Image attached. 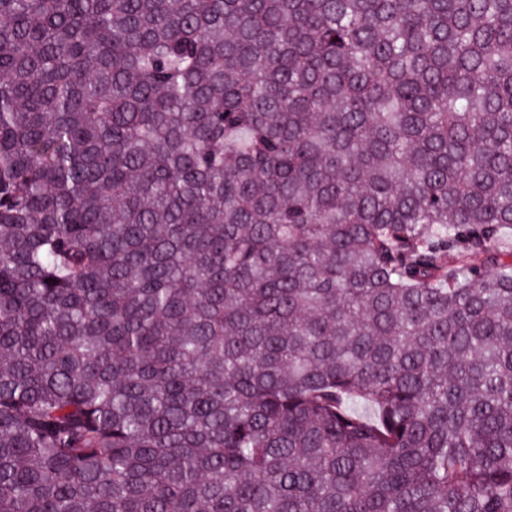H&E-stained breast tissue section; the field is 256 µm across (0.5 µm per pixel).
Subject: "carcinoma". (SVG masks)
Wrapping results in <instances>:
<instances>
[{"instance_id": "1", "label": "carcinoma", "mask_w": 512, "mask_h": 512, "mask_svg": "<svg viewBox=\"0 0 512 512\" xmlns=\"http://www.w3.org/2000/svg\"><path fill=\"white\" fill-rule=\"evenodd\" d=\"M512 0H0V512H512Z\"/></svg>"}]
</instances>
